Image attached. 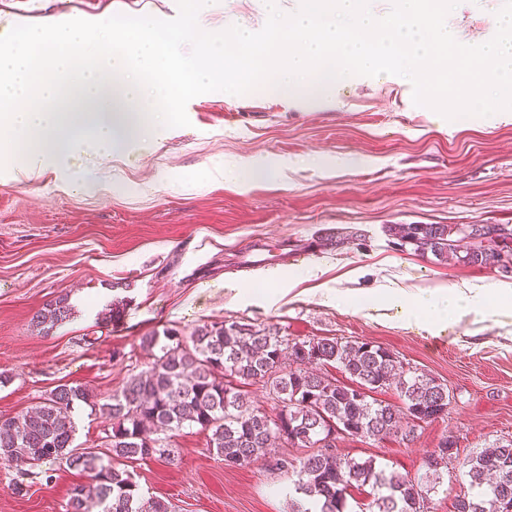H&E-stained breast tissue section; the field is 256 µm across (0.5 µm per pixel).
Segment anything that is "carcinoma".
<instances>
[{
    "label": "carcinoma",
    "mask_w": 512,
    "mask_h": 512,
    "mask_svg": "<svg viewBox=\"0 0 512 512\" xmlns=\"http://www.w3.org/2000/svg\"><path fill=\"white\" fill-rule=\"evenodd\" d=\"M396 247L438 262L492 267L502 252L512 255V224L496 225L486 243L462 249L456 224H389ZM72 315L68 296L49 301L33 318L49 333ZM156 350L152 361L130 375L100 403L80 386L59 385L39 405L14 417H0V460H22L28 471L61 462L87 474L70 489L66 512H171L168 502L145 498L123 463L169 459L170 432L198 426L209 432V447L239 466L265 460L273 444L285 440L306 452L274 459L272 467L292 481L297 512H349L348 491L369 488L364 512H415L413 495L431 497L448 464L430 453L424 466L432 479L415 482L376 466L372 458L342 454L337 447L308 448L333 425L348 438L401 437L414 441L409 417L419 411L428 421L450 405L448 387L405 368L396 355L367 341L288 339L271 329L238 321L204 324L188 336L169 328L141 337ZM344 374L371 392L394 389L401 405L373 397L357 399ZM260 385L274 402L268 415L255 409L246 387ZM83 402L112 421L104 450L73 446L72 412ZM468 491L458 496L461 512H505L512 503V439L470 451L463 459Z\"/></svg>",
    "instance_id": "1"
}]
</instances>
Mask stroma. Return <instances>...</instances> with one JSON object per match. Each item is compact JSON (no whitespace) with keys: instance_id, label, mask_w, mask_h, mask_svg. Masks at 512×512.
I'll return each instance as SVG.
<instances>
[{"instance_id":"obj_1","label":"stroma","mask_w":512,"mask_h":512,"mask_svg":"<svg viewBox=\"0 0 512 512\" xmlns=\"http://www.w3.org/2000/svg\"><path fill=\"white\" fill-rule=\"evenodd\" d=\"M504 3L460 0L449 32L470 45L489 41ZM117 13L171 19L177 4L0 0V31ZM229 21L261 30V0H209L198 18L208 32ZM412 93L410 81L389 74L348 77L321 105L210 92L189 101V126L117 138L110 155L37 177L0 174V417L61 384L107 399L148 362L144 334L187 335L226 320L291 339L369 341L447 385V415L413 442L347 440L342 453L417 478L443 436L461 449L512 439V316L484 308L431 331L373 294L399 288L404 304L424 311L437 288L499 281L490 268L395 250L386 225L512 224V121L468 115L442 130ZM228 161L267 171L228 183L220 175ZM336 236L344 244L322 247ZM253 245L268 252L269 268L245 263ZM270 268L285 284L265 281ZM61 294L71 320L39 334L32 317ZM115 303L121 319L102 324ZM72 417L75 445L105 446L109 419L85 404ZM171 444L174 460L128 462L144 496L173 512H292L288 479L265 462L226 465L195 426ZM82 480L56 463L27 477L0 464V512H65Z\"/></svg>"}]
</instances>
